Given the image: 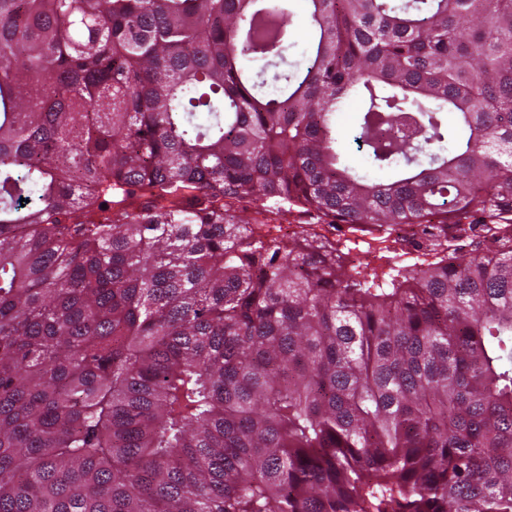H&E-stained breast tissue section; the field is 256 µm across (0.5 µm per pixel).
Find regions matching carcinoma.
I'll list each match as a JSON object with an SVG mask.
<instances>
[{"instance_id":"carcinoma-1","label":"carcinoma","mask_w":512,"mask_h":512,"mask_svg":"<svg viewBox=\"0 0 512 512\" xmlns=\"http://www.w3.org/2000/svg\"><path fill=\"white\" fill-rule=\"evenodd\" d=\"M290 2L0 0V512H512V0ZM302 2H297L293 5V10L296 13V18L298 19V26H299V33L295 39L296 43L293 47L288 49V52L285 54V63L280 62L279 60H276L278 62L277 68H271L272 71L274 70H285L288 69V71H291L295 68V66H303L307 60V56L305 55V49H304V27L301 22V18L303 16V11L301 7ZM359 109L355 97H350L343 102L336 112V128L341 134L339 149L347 157L348 162L357 167L363 168L366 162L365 151L360 148L355 137L357 135L356 122ZM294 214L295 216L290 218L292 224H269L271 233L277 236H292L300 231L301 228H304L309 229L313 233L335 239L340 235L347 236L344 244L347 246L346 242H349L354 245V247H347H349L352 257L356 258L363 257L369 251L379 247L380 238L386 233L385 229L374 228L369 224H336V226L334 224H312L316 222V219L309 215L302 213ZM360 243L366 245L365 250L359 248Z\"/></svg>"}]
</instances>
